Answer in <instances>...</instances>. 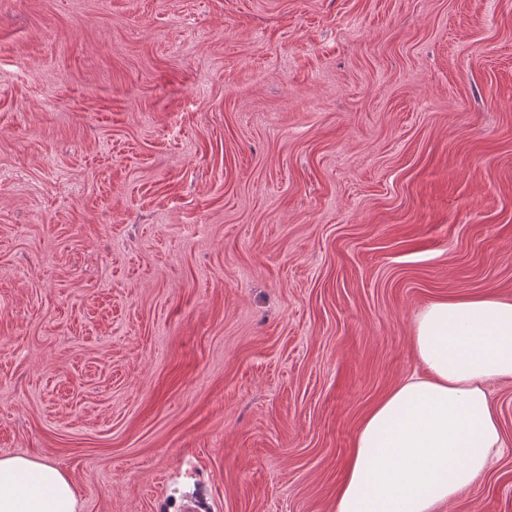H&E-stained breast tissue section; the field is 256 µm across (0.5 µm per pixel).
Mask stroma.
I'll return each instance as SVG.
<instances>
[{"instance_id":"35a3bbf8","label":"stroma","mask_w":512,"mask_h":512,"mask_svg":"<svg viewBox=\"0 0 512 512\" xmlns=\"http://www.w3.org/2000/svg\"><path fill=\"white\" fill-rule=\"evenodd\" d=\"M512 299V0H0V457L77 512H336L440 299ZM507 442L439 512H512Z\"/></svg>"}]
</instances>
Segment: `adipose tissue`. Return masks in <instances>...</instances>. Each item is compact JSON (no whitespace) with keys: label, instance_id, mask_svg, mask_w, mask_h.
I'll use <instances>...</instances> for the list:
<instances>
[{"label":"adipose tissue","instance_id":"obj_1","mask_svg":"<svg viewBox=\"0 0 512 512\" xmlns=\"http://www.w3.org/2000/svg\"><path fill=\"white\" fill-rule=\"evenodd\" d=\"M422 365L363 420L337 512H438L472 486L505 445L485 385L512 380V300H438L413 332ZM53 463L0 458V512H76Z\"/></svg>","mask_w":512,"mask_h":512}]
</instances>
